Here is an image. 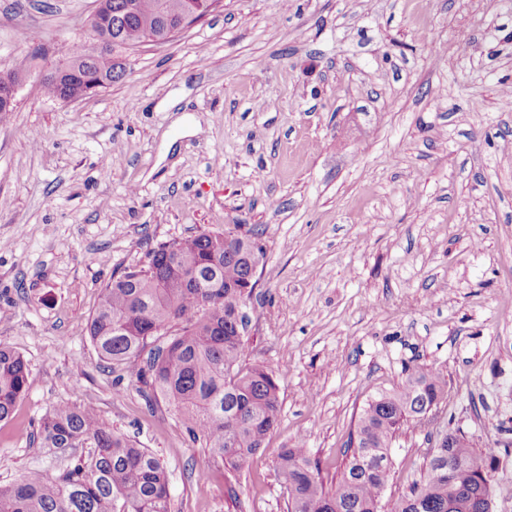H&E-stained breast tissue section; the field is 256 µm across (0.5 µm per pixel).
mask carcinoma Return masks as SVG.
<instances>
[{
    "label": "carcinoma",
    "instance_id": "1",
    "mask_svg": "<svg viewBox=\"0 0 512 512\" xmlns=\"http://www.w3.org/2000/svg\"><path fill=\"white\" fill-rule=\"evenodd\" d=\"M177 3L112 0L116 49L175 26ZM89 71L113 82L123 69L114 56H98L88 65H71L45 90L62 100L79 98ZM147 257L146 266L126 268L103 286L89 322L91 341L114 371L129 370L131 361L147 354L136 379L205 444L208 463L237 469L264 447L280 415L273 374L243 364L246 256L224 257V233L202 232L160 244ZM27 382L24 357L0 344V421L11 417ZM444 399L440 375L407 370L399 389L378 394L363 410L331 488L303 444L283 449L275 471L288 493V512H382L394 435L408 421H431ZM36 436L44 448L86 452L54 480L34 471L0 484V512H170L166 467L135 440L108 429L94 406L57 405L41 419ZM494 454L465 439L439 438L425 453L420 480L393 512H488Z\"/></svg>",
    "mask_w": 512,
    "mask_h": 512
}]
</instances>
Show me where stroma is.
<instances>
[{
    "label": "stroma",
    "mask_w": 512,
    "mask_h": 512,
    "mask_svg": "<svg viewBox=\"0 0 512 512\" xmlns=\"http://www.w3.org/2000/svg\"><path fill=\"white\" fill-rule=\"evenodd\" d=\"M97 6L0 0V73L22 78L0 115V344L28 368L0 484L61 474L72 456L34 433L88 403L163 461L171 512H287L281 449L305 441L334 483L367 402L418 366L446 398L397 432L383 505L458 428L498 449L492 510L512 512V0H223L123 51L112 85L50 97L43 76L91 47ZM235 228L260 233L245 361L277 378L281 412L231 472L117 379L88 325L157 244Z\"/></svg>",
    "instance_id": "35a3bbf8"
}]
</instances>
